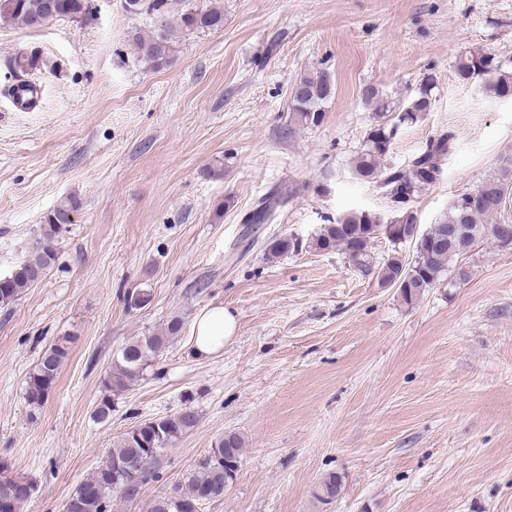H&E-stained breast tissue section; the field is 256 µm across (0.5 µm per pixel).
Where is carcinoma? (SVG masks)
I'll return each instance as SVG.
<instances>
[{
	"instance_id": "cac0c4a2",
	"label": "carcinoma",
	"mask_w": 512,
	"mask_h": 512,
	"mask_svg": "<svg viewBox=\"0 0 512 512\" xmlns=\"http://www.w3.org/2000/svg\"><path fill=\"white\" fill-rule=\"evenodd\" d=\"M125 10L134 15H144L151 20L153 31L135 32L132 46L139 61L153 69H160L171 62L175 51L177 31H216L224 27V8L211 2L204 5H187L176 23L168 20L169 0H124ZM93 0H0V21L37 28L58 19L86 21L93 15ZM42 58L32 49L15 56L10 67L19 75L12 87V95L25 89L32 93L27 104L35 103L34 86L21 79V75L40 65ZM458 81L482 82L486 96L501 99L512 94V68L508 69L488 51H466L455 62ZM438 84L437 75L424 73L420 84L402 102L392 106L380 104L377 121L366 136L365 149L358 154L354 165L356 177L364 182L376 183L382 179L395 183L405 182L411 199L394 207L395 215L389 221L391 231L388 241L393 245L403 242V235L410 228L417 229L411 238L414 252L405 260L398 252L379 262L372 255V246L378 239L381 217L366 211H348L327 224L320 225L310 238L297 239L292 235L273 240L267 256L278 259L303 250L343 251L348 260L363 273L377 276L384 286L398 288L401 298L410 303L427 289L434 287L441 276L450 270L455 259L465 255L458 240L449 237L448 225L461 224L470 238L483 240L488 236L501 240L499 225L489 220L500 212L487 203L461 202L448 208V214L424 231L418 230V215L413 199L436 182L441 173L440 160L451 149L453 136L442 134L429 140L425 149L414 157L410 165L401 170H385L380 160L388 152L397 130L404 124H414L422 119L433 106V91ZM335 94V84L325 72L307 74L290 90V111L294 122L318 125L323 118L321 104ZM484 194L497 199L512 195V170L483 180L479 185ZM276 200H262L248 218L252 224H265L272 219ZM81 209L79 199L70 196L51 211L41 225L39 237L29 248L25 258L0 284V303L7 305L27 289L40 282L55 263L57 255L51 242ZM182 320L174 316L164 329L148 336H137L125 344L113 358L103 380L109 392H123L132 387L150 366L152 360L166 347L170 339L182 330ZM67 341L52 344L41 356L27 380L25 399L30 413L38 411L48 400L57 381L64 359L68 355ZM198 424V413L188 406L177 413L145 421L123 434L113 443L106 460L84 479L63 505V512H108L112 496L125 500L139 496L142 484L160 452ZM244 441L236 433L224 435L202 458L184 482L174 492L152 499L148 512H198V506L224 497V478L236 479L243 454ZM34 492L32 483L0 473V512H20L21 505ZM340 492L339 480L334 475L323 478L318 486V498L333 501Z\"/></svg>"
}]
</instances>
